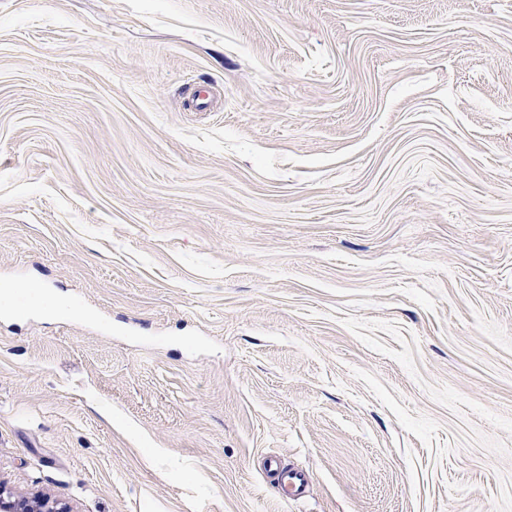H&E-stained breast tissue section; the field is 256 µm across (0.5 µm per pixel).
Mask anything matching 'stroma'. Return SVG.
Returning a JSON list of instances; mask_svg holds the SVG:
<instances>
[{
    "label": "stroma",
    "mask_w": 512,
    "mask_h": 512,
    "mask_svg": "<svg viewBox=\"0 0 512 512\" xmlns=\"http://www.w3.org/2000/svg\"><path fill=\"white\" fill-rule=\"evenodd\" d=\"M0 482L512 512V0H0ZM265 471L273 479L281 499H298L304 494L309 475L303 470L285 468L278 458L269 456L265 461Z\"/></svg>",
    "instance_id": "stroma-1"
}]
</instances>
